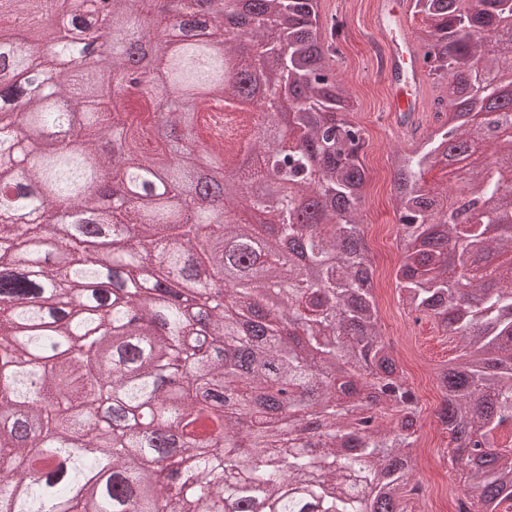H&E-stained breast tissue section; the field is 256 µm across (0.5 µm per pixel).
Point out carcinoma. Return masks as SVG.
Listing matches in <instances>:
<instances>
[{
  "mask_svg": "<svg viewBox=\"0 0 512 512\" xmlns=\"http://www.w3.org/2000/svg\"><path fill=\"white\" fill-rule=\"evenodd\" d=\"M171 0H112L102 16L80 0H9V14L51 18L43 43L78 56L89 34L114 30L87 73L53 70L0 34V73L38 72L53 81L32 94L0 80V512H407L421 490L409 465L419 449L418 400L381 336L370 286L371 259L361 216L367 175L359 162L364 130L346 113L343 80L317 44L316 0H224L244 8L257 46L272 33L288 38V92L301 134L288 148L243 119L259 163L241 167L236 148H220L233 186L224 201L261 208L281 227L243 224L231 211L189 200L199 167L186 153L156 165L157 144L173 151L189 133L188 113L167 107L168 89L192 97L217 88L228 102L245 86L228 78L233 37ZM423 63L447 80L434 100V129L421 146L394 155L400 265L397 288L409 309L461 340L466 357L437 374V418L450 437L452 465L465 484L459 512H512V263L471 267L460 287L448 251L512 258V231L493 222L512 215V168L475 162L464 185L441 192L425 174L449 144L469 150L493 137L494 153L512 158V111L489 109L498 81L512 71V0H482L472 14L460 0L420 6ZM508 25L489 51L484 31ZM176 28L172 49L152 36ZM153 41L155 98L105 106L113 83L134 69ZM78 122L82 141L50 135L33 154L18 124L51 129ZM128 181L132 195L113 198L110 183ZM309 186L314 204L285 195L271 205L270 181ZM95 213L94 224H61L62 205ZM26 209L31 222L11 223ZM127 238L112 252L115 282L98 252L84 246L97 225ZM209 230L208 266L227 272V294L244 320L216 298L191 312L173 285L210 297L214 283L194 251ZM26 239L27 250H15ZM295 242L308 269L286 267L279 253ZM150 260L159 277L142 274ZM343 362L331 375L315 358ZM152 419L144 432L125 422Z\"/></svg>",
  "mask_w": 512,
  "mask_h": 512,
  "instance_id": "carcinoma-1",
  "label": "carcinoma"
}]
</instances>
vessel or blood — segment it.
Instances as JSON below:
<instances>
[{"mask_svg": "<svg viewBox=\"0 0 512 512\" xmlns=\"http://www.w3.org/2000/svg\"><path fill=\"white\" fill-rule=\"evenodd\" d=\"M374 28L386 45L383 81L388 90L389 110L400 131L414 133L426 88L403 0H378Z\"/></svg>", "mask_w": 512, "mask_h": 512, "instance_id": "1", "label": "vessel or blood"}]
</instances>
